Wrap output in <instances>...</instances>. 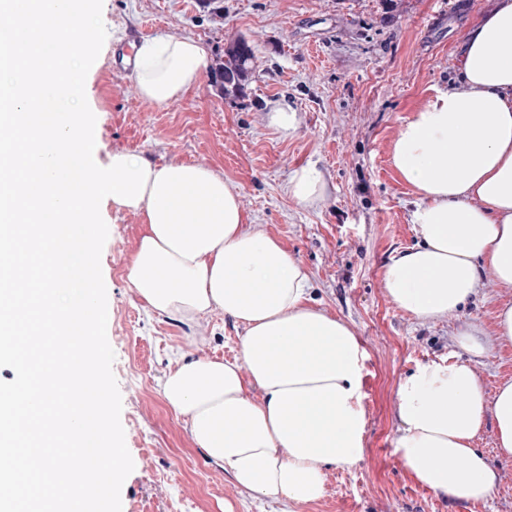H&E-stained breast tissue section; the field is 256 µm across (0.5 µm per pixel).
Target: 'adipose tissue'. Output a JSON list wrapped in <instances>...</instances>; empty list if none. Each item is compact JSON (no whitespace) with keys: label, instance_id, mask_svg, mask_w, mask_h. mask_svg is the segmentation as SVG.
Listing matches in <instances>:
<instances>
[{"label":"adipose tissue","instance_id":"obj_1","mask_svg":"<svg viewBox=\"0 0 512 512\" xmlns=\"http://www.w3.org/2000/svg\"><path fill=\"white\" fill-rule=\"evenodd\" d=\"M78 2L0 0V14L14 20L0 31V280L35 287L34 304L58 326H97L100 313L85 303L100 288L90 274L98 202L141 216L146 230L129 278L145 305L187 320L220 309L244 328L234 359L178 360L162 383L165 401L239 487L293 506L316 502L325 495L324 466L349 468L362 456L364 351L346 323L312 305L308 277L281 243L247 231L238 190L211 167L159 166L120 152L97 163V127L78 114L86 67L70 61V35L86 23ZM457 66V81L402 126L391 155L417 196V242L386 265L384 284L394 304L421 320L459 310L484 277L512 288V0H498L467 30ZM207 67L200 42L161 33L135 54L136 89L166 105ZM327 190L309 164L288 178L289 196L304 206ZM25 220L50 223L52 237L31 236ZM41 330L0 292V365L14 369L11 384L0 385V512H75L70 497L50 511L41 500L58 457L30 470V456L48 445L39 421L66 438L75 483L105 473L120 479L130 464L111 407L99 401L108 383L83 354L59 372L62 401L31 413L29 392L46 380L16 337ZM458 339L470 358L512 346V303L500 307L492 330L470 324ZM396 407L394 452L415 480L445 497H489L497 472L475 443L493 423L501 455L512 458V381L490 399L468 361L429 359L400 381ZM89 418L110 445L94 468L81 460L79 425Z\"/></svg>","mask_w":512,"mask_h":512}]
</instances>
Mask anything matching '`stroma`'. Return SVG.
I'll list each match as a JSON object with an SVG mask.
<instances>
[{"label":"stroma","mask_w":512,"mask_h":512,"mask_svg":"<svg viewBox=\"0 0 512 512\" xmlns=\"http://www.w3.org/2000/svg\"><path fill=\"white\" fill-rule=\"evenodd\" d=\"M496 0H89L91 59L84 104L100 128L96 157L126 152L158 165L203 163L239 190L251 232L278 239L309 276L318 309L345 321L366 351L364 451L353 469L325 467L324 497L293 512H512V459L493 425L476 441L497 470L483 501L446 498L415 481L393 453L396 390L422 361L468 360L457 334L492 328L512 288L485 280L459 311L424 321L397 307L384 267L413 246L416 196L391 163L400 127L455 76L466 31ZM199 40L209 60L237 38L251 41L255 71L245 94L224 98L213 72L180 100L158 106L137 93L122 49L160 33ZM287 99L301 124L271 126L267 108ZM313 163L328 190L304 207L286 192L290 172ZM95 247L109 352L94 364L109 382L114 423L131 466L125 512H275L237 486L190 437L160 385L179 358H232L243 328L216 310L193 321L145 307L128 280L145 230L141 218L102 209ZM487 394L512 379V346L470 360Z\"/></svg>","instance_id":"1"}]
</instances>
